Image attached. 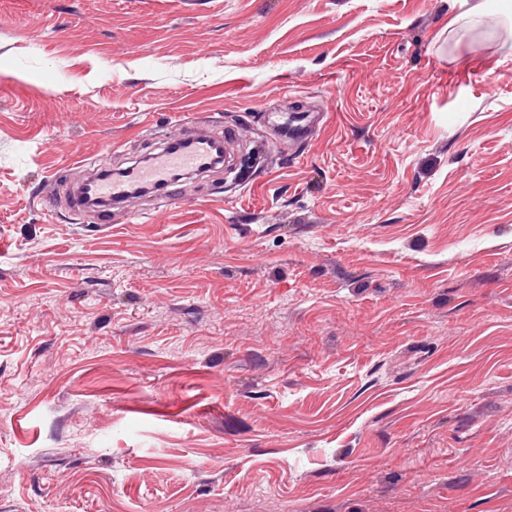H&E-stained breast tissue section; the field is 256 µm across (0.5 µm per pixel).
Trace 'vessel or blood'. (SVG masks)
Instances as JSON below:
<instances>
[{
  "label": "vessel or blood",
  "instance_id": "vessel-or-blood-1",
  "mask_svg": "<svg viewBox=\"0 0 512 512\" xmlns=\"http://www.w3.org/2000/svg\"><path fill=\"white\" fill-rule=\"evenodd\" d=\"M223 148L222 136L205 128H192L176 138L166 140L164 147L154 149L126 172L111 176L95 175L84 180L69 204L78 210L89 209L109 223L113 207L136 195L152 193L166 198V189L177 172L204 173L219 163Z\"/></svg>",
  "mask_w": 512,
  "mask_h": 512
}]
</instances>
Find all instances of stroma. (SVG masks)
Wrapping results in <instances>:
<instances>
[{"mask_svg": "<svg viewBox=\"0 0 512 512\" xmlns=\"http://www.w3.org/2000/svg\"><path fill=\"white\" fill-rule=\"evenodd\" d=\"M460 11L0 0V512H512V0ZM196 122L257 166L51 193Z\"/></svg>", "mask_w": 512, "mask_h": 512, "instance_id": "35a3bbf8", "label": "stroma"}]
</instances>
